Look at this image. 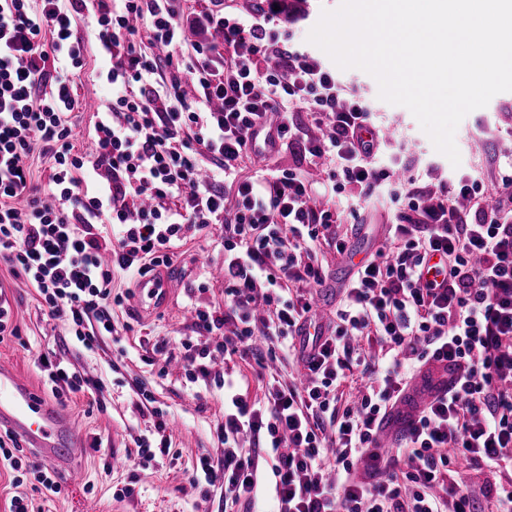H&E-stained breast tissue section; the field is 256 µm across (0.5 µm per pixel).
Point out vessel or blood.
<instances>
[{
    "label": "vessel or blood",
    "mask_w": 512,
    "mask_h": 512,
    "mask_svg": "<svg viewBox=\"0 0 512 512\" xmlns=\"http://www.w3.org/2000/svg\"><path fill=\"white\" fill-rule=\"evenodd\" d=\"M172 279L169 271L148 274L140 278L136 300L149 308L164 306L170 297ZM448 374L442 367L425 372L421 384L408 391L385 416L379 432V442L405 430L414 420L433 391L443 386ZM0 427L24 439L40 457L52 460L59 469H67L75 448L81 447L82 435L69 417L56 404L47 401L25 381L13 367L0 364Z\"/></svg>",
    "instance_id": "1"
}]
</instances>
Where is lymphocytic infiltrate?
<instances>
[{
    "label": "lymphocytic infiltrate",
    "instance_id": "lymphocytic-infiltrate-1",
    "mask_svg": "<svg viewBox=\"0 0 512 512\" xmlns=\"http://www.w3.org/2000/svg\"><path fill=\"white\" fill-rule=\"evenodd\" d=\"M287 7L216 0L201 15L215 40L190 43L187 0H0V265L85 349L107 336L122 357L114 311L127 297L113 292L115 274L171 265L184 225L221 226L224 302L195 308V329L212 344L185 374L224 389V458L200 457L192 486L223 490L234 504L268 494L275 512H479L482 503L512 512V175L498 180L491 207L475 183L451 194L402 182L409 215L355 264L332 326L319 323L317 249L347 251L338 213L317 206L300 171L238 173L264 147L301 141L341 169L355 202L392 174L375 166L379 146L364 137L368 108L274 29ZM84 13L110 61L112 109L97 115L91 153L79 154L69 115L84 53L73 24ZM293 112L305 113L304 125ZM37 148L56 166L52 188L33 176ZM365 336L381 360L366 359ZM282 352L302 378L268 383L260 402L223 368L233 356L262 366ZM436 363L448 368L446 387L401 450L374 453L384 416ZM43 370L58 400L91 388L65 356ZM356 373L365 379L358 399L340 405L338 388ZM154 402L142 390L154 430L135 440L134 481L170 451ZM245 432L247 450L237 443ZM461 461L483 476L479 488L454 479ZM363 466L383 467L382 477L359 479Z\"/></svg>",
    "mask_w": 512,
    "mask_h": 512
}]
</instances>
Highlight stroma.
I'll return each mask as SVG.
<instances>
[{
  "label": "stroma",
  "mask_w": 512,
  "mask_h": 512,
  "mask_svg": "<svg viewBox=\"0 0 512 512\" xmlns=\"http://www.w3.org/2000/svg\"><path fill=\"white\" fill-rule=\"evenodd\" d=\"M339 4L340 0H292L288 35L296 49L321 60L369 108L383 138L376 159L378 166L400 170L415 186L434 191L443 185L457 188L463 179L487 187L497 180L499 172L512 167V92L495 95L486 107L472 111L462 120L455 134L461 163L452 166L435 150L407 108L379 99L373 77L358 69L334 67L321 49L308 42L307 35L322 10L336 9ZM75 33L87 47L77 80L78 105L71 114L73 143L76 150L84 151L90 146L95 113L107 111L112 95L96 77L103 68V57L90 18L78 17ZM264 166L271 170L299 169L307 179L318 183L324 203L340 209L347 206L345 195L335 193L327 175L302 160L299 148L273 154ZM404 207V202L395 200L391 187L383 186L377 197L361 209L359 232H352L346 222L339 224L337 232L347 235L353 250L366 256L374 254L383 243L386 225L396 223ZM183 235L174 260L177 283L167 308L145 317L136 316L129 307L116 311V325L132 326L124 342L127 355L119 362L114 359L116 350L111 340H103L95 350H86L69 336L63 322L44 316L30 285L0 266V286L15 303L20 328L19 336L0 341V364L16 368L40 391L44 383L38 355L64 344L73 367L99 387L97 395L77 394L65 406L84 438L73 461L82 479L77 483L63 482L61 494L53 500L35 497L40 512H259V505L244 501L225 510L220 491L203 494L188 480L200 457L207 456L215 462L224 457V446L216 433L218 424L224 420V390L210 379H188L183 369L185 352L180 346L181 339L186 337L199 347L210 342L209 337L197 335L191 309L197 304L223 302L224 247L219 236L199 232L190 225L185 226ZM318 259L329 278L322 292L321 307L329 311L340 300L351 269L346 256L325 245L321 246ZM162 340L168 343L170 358L163 371L144 361L153 345ZM226 366L240 386L257 399L262 398L270 377L284 379L292 370L285 359L265 369L251 359L235 358L227 361ZM140 386L153 392L158 407L170 422L171 452L157 455L154 468L133 484L123 468L110 467L100 458L94 441L106 440L121 457L134 452L135 437L144 434L152 424L138 409L136 389Z\"/></svg>",
  "instance_id": "stroma-1"
}]
</instances>
